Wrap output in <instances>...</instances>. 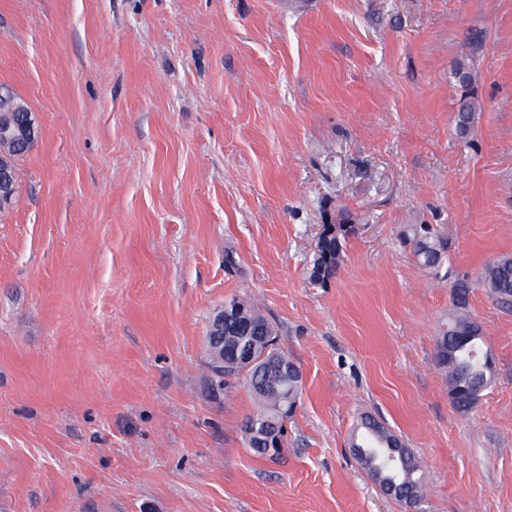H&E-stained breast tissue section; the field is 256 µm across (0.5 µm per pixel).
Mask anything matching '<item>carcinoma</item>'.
Segmentation results:
<instances>
[{
	"label": "carcinoma",
	"instance_id": "obj_1",
	"mask_svg": "<svg viewBox=\"0 0 512 512\" xmlns=\"http://www.w3.org/2000/svg\"><path fill=\"white\" fill-rule=\"evenodd\" d=\"M476 111L475 103L462 104L458 114L461 134L471 129ZM414 255L421 269L431 278L441 282L448 280L442 272L445 261V246L441 240L421 226L412 225ZM350 234L347 224L335 225V233L330 238L333 249L316 254L312 268L322 270L323 279L335 277L340 263L343 242ZM453 290V308L448 320L438 331L435 360L440 371L448 375V389L454 407L460 412L470 411L482 393L493 380L492 365L488 353L483 350L484 330L482 325L468 310V296L473 288H481L502 310H512V256H502L484 266L481 275L472 279L468 275L457 276L450 282ZM240 307L251 321V328L237 335L224 331V360L231 359L232 350L259 353L267 346L270 336L276 334L274 326L261 312L257 304L234 299L228 308ZM217 381L225 385L242 381L252 392L257 409L242 425L245 444L260 458H271L268 451L271 443L265 437L270 428L283 430L285 421L291 416L296 399L301 396L293 378L278 365L261 369L250 378L224 366V373H214ZM351 446L366 449L360 465L367 472L378 471L385 480L394 481L399 486L419 490L423 486V474L416 459H411L406 468H395L388 464V457L394 448L405 447L404 442L392 433L382 422L370 415L361 418Z\"/></svg>",
	"mask_w": 512,
	"mask_h": 512
}]
</instances>
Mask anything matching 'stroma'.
Segmentation results:
<instances>
[{"mask_svg": "<svg viewBox=\"0 0 512 512\" xmlns=\"http://www.w3.org/2000/svg\"><path fill=\"white\" fill-rule=\"evenodd\" d=\"M4 89L36 140L0 211V512H406L350 449L366 413L420 512H512V312L472 290L494 378L459 412L452 292L405 238L456 275L512 254V0H0ZM326 224L357 231L321 284ZM235 298L303 374L275 461L212 389ZM413 233L414 255L421 269L426 271L431 278L441 282L448 280V272L442 274L446 250L441 240L421 225H411Z\"/></svg>", "mask_w": 512, "mask_h": 512, "instance_id": "35a3bbf8", "label": "stroma"}]
</instances>
